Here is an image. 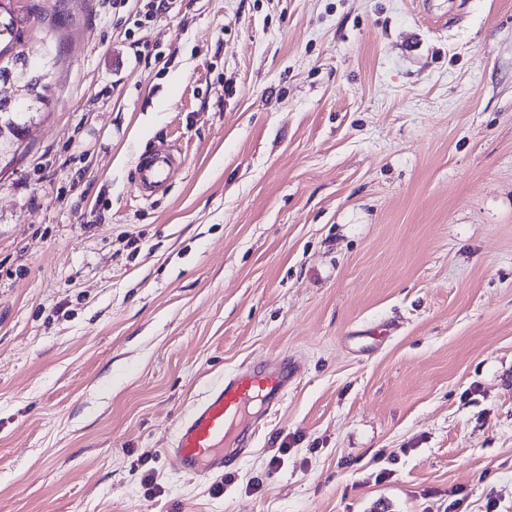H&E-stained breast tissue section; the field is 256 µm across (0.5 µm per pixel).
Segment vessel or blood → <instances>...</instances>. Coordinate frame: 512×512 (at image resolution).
<instances>
[{
    "mask_svg": "<svg viewBox=\"0 0 512 512\" xmlns=\"http://www.w3.org/2000/svg\"><path fill=\"white\" fill-rule=\"evenodd\" d=\"M169 178V157L157 153L141 164L138 185L145 191ZM294 370L292 359L285 355L264 363L242 364L213 385L180 421L166 456L181 473L196 478L224 473L250 446L247 433L252 428L253 406L260 401L271 409L280 405Z\"/></svg>",
    "mask_w": 512,
    "mask_h": 512,
    "instance_id": "obj_1",
    "label": "vessel or blood"
}]
</instances>
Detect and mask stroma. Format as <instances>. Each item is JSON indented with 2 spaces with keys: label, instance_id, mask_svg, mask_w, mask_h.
<instances>
[{
  "label": "stroma",
  "instance_id": "1",
  "mask_svg": "<svg viewBox=\"0 0 512 512\" xmlns=\"http://www.w3.org/2000/svg\"><path fill=\"white\" fill-rule=\"evenodd\" d=\"M148 2L59 0L0 168V512H512V0ZM283 353L222 492L179 473ZM170 178L169 157L165 151L143 162L138 172L139 189L146 191L166 183ZM294 370L288 355L242 364L213 385L180 421L173 447L164 448V454L182 474L196 478L224 474L249 449L251 436L246 438L245 433L252 430L253 406L261 400L268 409L280 405Z\"/></svg>",
  "mask_w": 512,
  "mask_h": 512
}]
</instances>
